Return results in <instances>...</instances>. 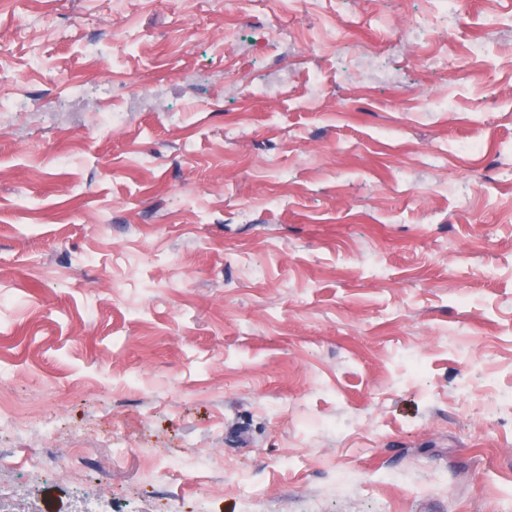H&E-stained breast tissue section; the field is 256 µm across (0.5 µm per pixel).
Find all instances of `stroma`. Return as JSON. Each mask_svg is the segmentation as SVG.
Returning a JSON list of instances; mask_svg holds the SVG:
<instances>
[{
  "mask_svg": "<svg viewBox=\"0 0 512 512\" xmlns=\"http://www.w3.org/2000/svg\"><path fill=\"white\" fill-rule=\"evenodd\" d=\"M490 15L512 0H0L10 512H512ZM193 449L197 481L160 462Z\"/></svg>",
  "mask_w": 512,
  "mask_h": 512,
  "instance_id": "obj_1",
  "label": "stroma"
}]
</instances>
